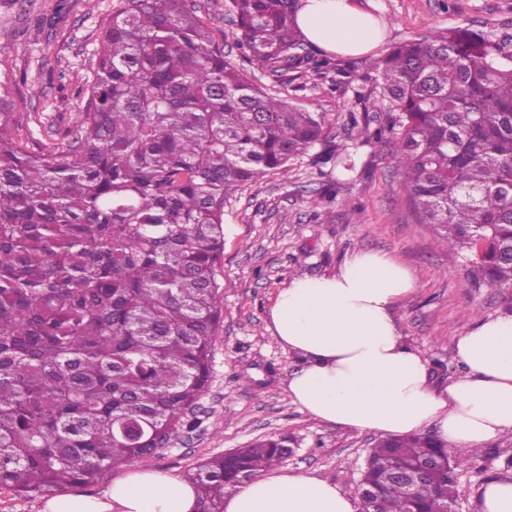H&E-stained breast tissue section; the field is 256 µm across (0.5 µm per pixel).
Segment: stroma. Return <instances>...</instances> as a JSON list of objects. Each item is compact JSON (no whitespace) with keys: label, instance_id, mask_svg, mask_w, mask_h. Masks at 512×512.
I'll return each mask as SVG.
<instances>
[{"label":"stroma","instance_id":"obj_1","mask_svg":"<svg viewBox=\"0 0 512 512\" xmlns=\"http://www.w3.org/2000/svg\"><path fill=\"white\" fill-rule=\"evenodd\" d=\"M215 34L224 58L264 91L290 99L323 120L324 140L351 159L345 171L320 165L314 154L293 159L234 191L224 203V255L216 270L223 321L217 332L209 385L191 428L167 448L101 473L82 486L99 495L133 469L179 477L208 457L271 436L294 439L283 469L335 483L356 495L361 467L376 441L360 432L312 419L293 403L288 378L298 366L269 329V309L295 276L335 271L356 251L381 252L403 264L416 289L398 309L405 339L427 356L431 375L447 386L462 372L455 357L465 316L488 320L512 311V294L476 285L466 255L445 247L419 223L402 186L390 139L364 142L349 115L382 120L386 107L368 78L376 54L415 35L455 26L489 32L512 49V0H364L386 26L377 52L354 56L353 80L304 76L276 80L236 45L230 0H192ZM122 0H0V72L15 76L13 139L47 142L73 126L75 93L97 57L99 37ZM43 124L28 130L27 117ZM475 467L460 471L457 512H480L478 490L504 475L512 435L486 445Z\"/></svg>","mask_w":512,"mask_h":512}]
</instances>
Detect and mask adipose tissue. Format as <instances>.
Returning a JSON list of instances; mask_svg holds the SVG:
<instances>
[{
  "label": "adipose tissue",
  "instance_id": "obj_1",
  "mask_svg": "<svg viewBox=\"0 0 512 512\" xmlns=\"http://www.w3.org/2000/svg\"><path fill=\"white\" fill-rule=\"evenodd\" d=\"M296 23L326 51L361 54L383 29L360 0H301ZM415 290L409 270L389 255L357 252L335 272L296 276L270 307V329L299 366L288 381L295 404L315 420L381 436L434 428L458 450L512 433V314L481 320L456 339L464 372L445 390L428 359L409 344L397 316ZM189 482L138 469L101 495L56 494L40 512H198ZM330 481L282 469L260 472L224 500V512H360Z\"/></svg>",
  "mask_w": 512,
  "mask_h": 512
}]
</instances>
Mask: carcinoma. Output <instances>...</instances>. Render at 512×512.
I'll use <instances>...</instances> for the list:
<instances>
[{
    "label": "carcinoma",
    "instance_id": "1",
    "mask_svg": "<svg viewBox=\"0 0 512 512\" xmlns=\"http://www.w3.org/2000/svg\"><path fill=\"white\" fill-rule=\"evenodd\" d=\"M298 0H231L239 45L272 76H316ZM419 223L468 253L472 281L512 288V53L467 26L404 41L372 64ZM0 78V488L37 496L154 454L190 424L221 317L215 272L224 200L322 140L319 114L266 93L224 60L186 0H128L112 13L74 127L52 142L6 135ZM269 436L210 457L186 478L199 512L279 465ZM449 471L409 486L430 460ZM431 435L381 439L361 488L372 512H440L457 472Z\"/></svg>",
    "mask_w": 512,
    "mask_h": 512
}]
</instances>
